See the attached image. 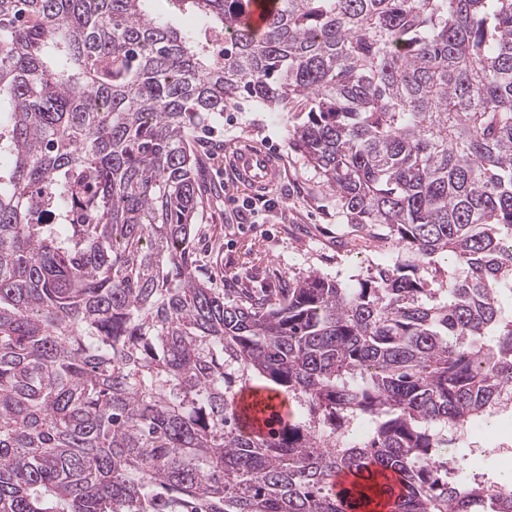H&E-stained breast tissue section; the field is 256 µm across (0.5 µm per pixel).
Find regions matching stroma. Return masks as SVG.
<instances>
[{
    "label": "stroma",
    "instance_id": "stroma-1",
    "mask_svg": "<svg viewBox=\"0 0 512 512\" xmlns=\"http://www.w3.org/2000/svg\"><path fill=\"white\" fill-rule=\"evenodd\" d=\"M192 138L210 155L196 219V258L229 299H278L289 278L313 272L354 286L375 265L388 262L390 242L354 235L336 194L289 147L285 119L255 111L241 98L209 125L196 128ZM241 139L263 145L278 159L277 188L257 194L232 187L226 154ZM259 213L264 223H254ZM504 436L512 439V417L500 419L495 428L476 430L471 440L458 441L450 451L478 459L479 472L493 482L504 465L491 449ZM479 447L484 455H476Z\"/></svg>",
    "mask_w": 512,
    "mask_h": 512
}]
</instances>
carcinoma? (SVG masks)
<instances>
[{"label":"carcinoma","mask_w":512,"mask_h":512,"mask_svg":"<svg viewBox=\"0 0 512 512\" xmlns=\"http://www.w3.org/2000/svg\"><path fill=\"white\" fill-rule=\"evenodd\" d=\"M148 2L0 0V512H512L439 452L512 389V0ZM244 93L393 263L199 271L191 130Z\"/></svg>","instance_id":"carcinoma-1"}]
</instances>
